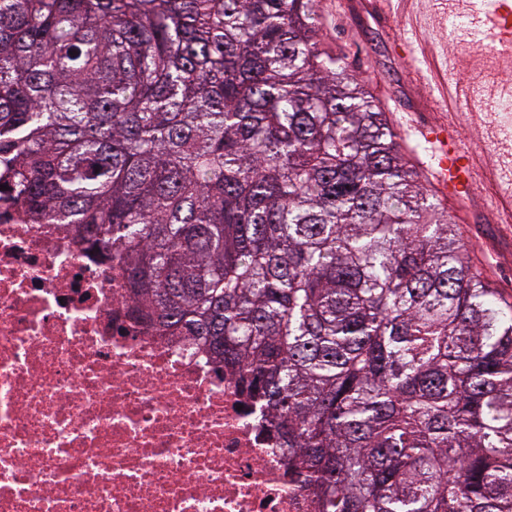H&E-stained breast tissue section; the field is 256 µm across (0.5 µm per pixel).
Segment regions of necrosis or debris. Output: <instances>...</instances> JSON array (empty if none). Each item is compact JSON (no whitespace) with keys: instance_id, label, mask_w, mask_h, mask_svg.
<instances>
[{"instance_id":"4bbe7bcc","label":"necrosis or debris","mask_w":512,"mask_h":512,"mask_svg":"<svg viewBox=\"0 0 512 512\" xmlns=\"http://www.w3.org/2000/svg\"><path fill=\"white\" fill-rule=\"evenodd\" d=\"M0 512H319L232 369L0 198Z\"/></svg>"}]
</instances>
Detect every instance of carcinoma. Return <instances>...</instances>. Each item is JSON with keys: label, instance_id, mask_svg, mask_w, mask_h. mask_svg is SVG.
I'll return each mask as SVG.
<instances>
[{"label": "carcinoma", "instance_id": "obj_1", "mask_svg": "<svg viewBox=\"0 0 512 512\" xmlns=\"http://www.w3.org/2000/svg\"><path fill=\"white\" fill-rule=\"evenodd\" d=\"M315 0H0L3 185L203 339L320 512H512V302Z\"/></svg>", "mask_w": 512, "mask_h": 512}]
</instances>
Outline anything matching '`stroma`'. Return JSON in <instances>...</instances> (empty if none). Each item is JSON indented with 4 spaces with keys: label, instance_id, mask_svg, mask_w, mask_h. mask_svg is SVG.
Segmentation results:
<instances>
[{
    "label": "stroma",
    "instance_id": "obj_1",
    "mask_svg": "<svg viewBox=\"0 0 512 512\" xmlns=\"http://www.w3.org/2000/svg\"><path fill=\"white\" fill-rule=\"evenodd\" d=\"M360 2L316 0L321 42L336 56L355 65L366 88L384 105L393 126L400 128L403 152L419 171L425 188L446 205L455 220L471 265L500 296L512 301V224L495 223L492 195L488 191H477L469 203L461 205L450 200L434 182L430 144L404 130L401 115L396 110L397 102L407 96L409 72L397 40L410 29H417L420 45L435 48L438 64L447 65L451 75L488 93L512 81V64L502 61L496 68L487 69L481 53L460 55L449 42L444 26L447 15H470L473 0H452L448 7L440 0H414L412 15L391 19L383 25L361 20ZM495 124L493 115L486 113L479 119L467 117L462 121L463 134L490 168L498 166L506 139L505 132L496 129Z\"/></svg>",
    "mask_w": 512,
    "mask_h": 512
}]
</instances>
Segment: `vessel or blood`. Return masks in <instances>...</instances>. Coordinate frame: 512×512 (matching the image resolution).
Returning <instances> with one entry per match:
<instances>
[{
    "label": "vessel or blood",
    "mask_w": 512,
    "mask_h": 512,
    "mask_svg": "<svg viewBox=\"0 0 512 512\" xmlns=\"http://www.w3.org/2000/svg\"><path fill=\"white\" fill-rule=\"evenodd\" d=\"M409 2L410 0H370L369 13L375 23L383 24L391 16L403 13ZM482 25L493 40L512 47V0H493V7L485 13ZM399 45L413 61L410 83L420 85L423 67L429 62L427 55L419 51L414 39L400 40ZM415 130L433 146V176L436 182L446 186L449 197L457 203L467 202L477 183L479 157L470 146L459 140L456 122L451 120L445 123H420ZM485 177L499 185L494 197L496 223L511 224L512 173L504 174L491 169L486 172Z\"/></svg>",
    "instance_id": "b4317fda"
}]
</instances>
